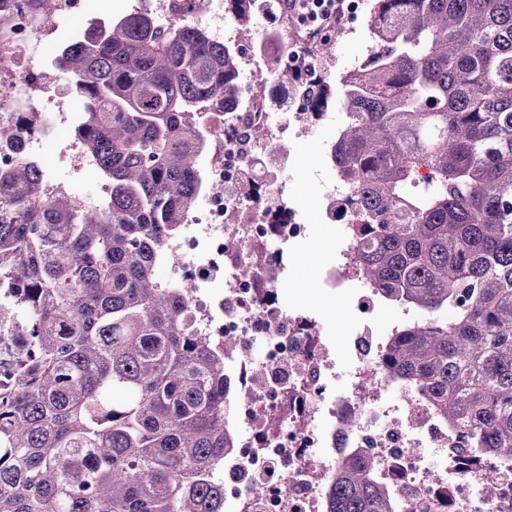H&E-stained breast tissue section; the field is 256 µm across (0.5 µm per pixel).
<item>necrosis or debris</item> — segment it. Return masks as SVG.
<instances>
[{
	"label": "necrosis or debris",
	"instance_id": "4bbe7bcc",
	"mask_svg": "<svg viewBox=\"0 0 512 512\" xmlns=\"http://www.w3.org/2000/svg\"><path fill=\"white\" fill-rule=\"evenodd\" d=\"M81 0H57L54 16L74 13ZM54 16L35 0H0V75L14 79L0 92V125L17 120L21 91L34 90L45 64L28 53L49 33ZM54 112L41 128L22 136L18 150H0V168L25 160L43 166L56 154V129L73 84L54 85ZM273 89L263 85L243 116L207 117L212 147L206 163L208 189L170 237L165 283H191L190 320L201 336L235 339L225 355L238 390L237 444L224 462L225 512H326V491L339 463L372 457V477L399 501L417 499L419 512H512V464L496 457L470 458L458 430L449 427L414 388L385 377L382 355L395 329L409 317L394 309L387 329L378 316L386 304L378 288L357 269V250L344 239L336 262L322 274V288L344 296L355 289L352 324L340 342L324 338L315 318L284 308L277 284L265 269L280 264L281 249L304 241L310 227L285 197L288 155L278 152L270 128ZM266 129L253 142L239 137L241 120ZM251 264L252 276L240 275ZM27 319L7 291H0V382L17 368L12 335ZM261 360L252 357L253 347ZM347 372H340L339 356ZM494 472L496 491L487 494L483 475Z\"/></svg>",
	"mask_w": 512,
	"mask_h": 512
}]
</instances>
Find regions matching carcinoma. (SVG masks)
Segmentation results:
<instances>
[{
  "instance_id": "cac0c4a2",
  "label": "carcinoma",
  "mask_w": 512,
  "mask_h": 512,
  "mask_svg": "<svg viewBox=\"0 0 512 512\" xmlns=\"http://www.w3.org/2000/svg\"><path fill=\"white\" fill-rule=\"evenodd\" d=\"M268 0H224L239 25ZM368 63L336 80L266 55L274 90L335 108L361 276L414 317L383 370L429 396L475 455L512 459V0H369ZM241 52L197 22L130 11L65 46L94 103L75 127L111 185L98 206L0 172V284L30 314L0 387V512H224L234 341L189 327L156 270L206 187L202 112L241 109ZM343 462L328 512H416Z\"/></svg>"
}]
</instances>
